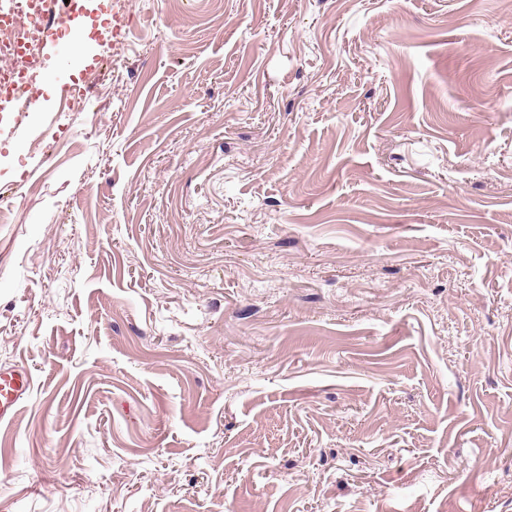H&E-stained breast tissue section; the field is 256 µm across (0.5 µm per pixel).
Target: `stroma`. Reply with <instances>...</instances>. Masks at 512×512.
<instances>
[{
	"label": "stroma",
	"mask_w": 512,
	"mask_h": 512,
	"mask_svg": "<svg viewBox=\"0 0 512 512\" xmlns=\"http://www.w3.org/2000/svg\"><path fill=\"white\" fill-rule=\"evenodd\" d=\"M0 134V512H512V0H79ZM31 374L23 366L0 368V423L11 420L31 387Z\"/></svg>",
	"instance_id": "stroma-1"
}]
</instances>
